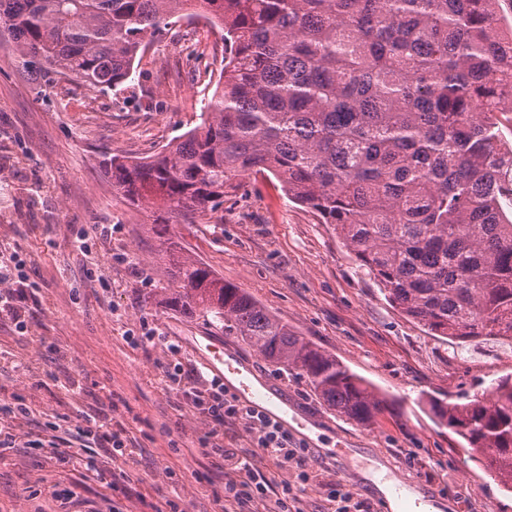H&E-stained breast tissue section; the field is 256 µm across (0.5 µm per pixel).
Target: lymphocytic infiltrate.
I'll return each mask as SVG.
<instances>
[{
    "mask_svg": "<svg viewBox=\"0 0 512 512\" xmlns=\"http://www.w3.org/2000/svg\"><path fill=\"white\" fill-rule=\"evenodd\" d=\"M27 282L16 254L0 251V320L23 326ZM165 391L189 400L206 417L209 430L203 439L207 454L221 460L228 479L224 483V512H302L299 498L290 494L283 475L294 472L304 480L312 475L306 456L293 448L287 431L263 414L230 399L218 378H207L193 368L180 366L163 371ZM244 421L254 441L246 452L224 445V434L236 421ZM266 469L255 466V458Z\"/></svg>",
    "mask_w": 512,
    "mask_h": 512,
    "instance_id": "lymphocytic-infiltrate-1",
    "label": "lymphocytic infiltrate"
}]
</instances>
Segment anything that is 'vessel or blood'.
I'll list each match as a JSON object with an SVG mask.
<instances>
[{
	"mask_svg": "<svg viewBox=\"0 0 512 512\" xmlns=\"http://www.w3.org/2000/svg\"><path fill=\"white\" fill-rule=\"evenodd\" d=\"M186 342L191 352L223 380L228 391L242 404L263 413L293 434L307 429V416L287 396L263 383L253 364L236 349L205 332L187 337Z\"/></svg>",
	"mask_w": 512,
	"mask_h": 512,
	"instance_id": "b4317fda",
	"label": "vessel or blood"
}]
</instances>
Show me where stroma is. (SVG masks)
Masks as SVG:
<instances>
[{
	"mask_svg": "<svg viewBox=\"0 0 512 512\" xmlns=\"http://www.w3.org/2000/svg\"><path fill=\"white\" fill-rule=\"evenodd\" d=\"M220 41L205 19L173 24L135 65L130 87L101 94L68 81L45 85L0 39V191L9 192L0 243L25 260L28 283L26 332L0 320V432L12 437L0 447V512H221L224 472L200 444L206 422L163 390L160 369L196 365L181 337L195 329L221 337L224 324L171 309L154 214L130 204L99 168L102 151L149 156L198 124L221 68L210 54ZM169 233L389 400L374 425L356 424L316 399L300 375L241 346L263 379L320 420L319 442L305 455L323 482H292L305 512H328L331 480L369 512H389L378 471L414 482L440 512H512V493L428 406L482 396L512 376V343L456 347L431 336L273 178L242 179L218 211L174 221ZM23 405L28 417L10 419ZM94 417L125 423L132 456L111 457L93 440L78 463L62 465L54 448L28 446L59 426L80 436ZM341 438L350 448L343 460L332 453ZM120 469L127 479L113 481ZM64 491L75 495L67 511L54 498Z\"/></svg>",
	"mask_w": 512,
	"mask_h": 512,
	"instance_id": "obj_1",
	"label": "stroma"
}]
</instances>
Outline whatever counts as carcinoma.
Here are the masks:
<instances>
[{"instance_id": "1", "label": "carcinoma", "mask_w": 512, "mask_h": 512, "mask_svg": "<svg viewBox=\"0 0 512 512\" xmlns=\"http://www.w3.org/2000/svg\"><path fill=\"white\" fill-rule=\"evenodd\" d=\"M501 0H0L22 69L95 92L123 85L173 20L222 30L224 67L198 125L146 158L105 155L112 188L154 209L173 266L167 303L224 322L370 426L389 401L166 236L214 211L245 175L273 176L333 226L386 299L451 343L512 341V22ZM435 419L512 492V377Z\"/></svg>"}]
</instances>
